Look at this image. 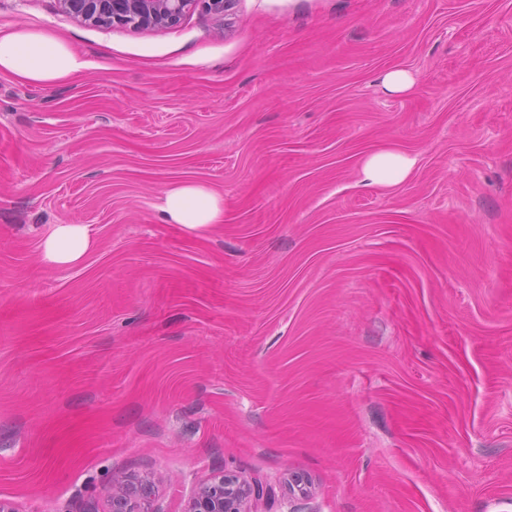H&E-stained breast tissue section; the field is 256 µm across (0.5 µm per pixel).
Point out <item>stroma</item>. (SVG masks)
Returning <instances> with one entry per match:
<instances>
[{"label":"stroma","instance_id":"1","mask_svg":"<svg viewBox=\"0 0 512 512\" xmlns=\"http://www.w3.org/2000/svg\"><path fill=\"white\" fill-rule=\"evenodd\" d=\"M88 62L0 73V498L178 512H512V0H236L158 30L0 0ZM407 70L405 94L384 73ZM415 158L392 187L361 165ZM204 181L206 233L157 199ZM86 224L81 264L44 263ZM384 89L392 94H403L408 92L413 86L411 75L402 69L388 71L382 79ZM414 165L415 159L405 153L383 149L364 160L363 182L366 185L396 186L409 176ZM157 206L168 224H179L195 232L221 223L224 214L222 195L194 179L171 184L163 191ZM97 240L86 224H49L40 237L43 261L58 267H74L95 251ZM267 490L258 482L236 475H215L202 482L182 512H253L248 503L259 500ZM151 483L149 477H143L137 481L115 482L107 491L110 506L108 512H148L141 507V504L150 493Z\"/></svg>","mask_w":512,"mask_h":512}]
</instances>
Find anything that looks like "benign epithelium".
Wrapping results in <instances>:
<instances>
[{"instance_id":"7a95c632","label":"benign epithelium","mask_w":512,"mask_h":512,"mask_svg":"<svg viewBox=\"0 0 512 512\" xmlns=\"http://www.w3.org/2000/svg\"><path fill=\"white\" fill-rule=\"evenodd\" d=\"M59 8L72 18L93 25L155 29L177 24L198 0H57ZM151 479L124 480L107 491L108 512H145L141 507L149 493ZM266 490L258 482L236 475H215L202 482L182 512H253L247 508Z\"/></svg>"}]
</instances>
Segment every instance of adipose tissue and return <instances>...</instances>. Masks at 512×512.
Masks as SVG:
<instances>
[{
  "label": "adipose tissue",
  "mask_w": 512,
  "mask_h": 512,
  "mask_svg": "<svg viewBox=\"0 0 512 512\" xmlns=\"http://www.w3.org/2000/svg\"><path fill=\"white\" fill-rule=\"evenodd\" d=\"M88 63L59 36L25 24L0 34V72L35 87H50L82 72ZM415 165L405 153L384 149L362 164L367 185L395 186ZM158 208L164 220L190 231H206L219 224L224 199L206 183L183 179L163 191ZM97 240L85 224H52L40 238L43 261L58 267H74L95 251Z\"/></svg>",
  "instance_id": "obj_1"
}]
</instances>
